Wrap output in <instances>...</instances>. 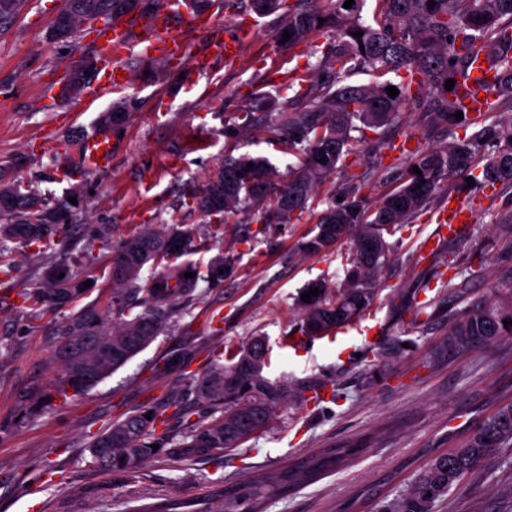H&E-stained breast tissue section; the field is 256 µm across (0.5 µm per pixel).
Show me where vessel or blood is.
Instances as JSON below:
<instances>
[{"label": "vessel or blood", "mask_w": 512, "mask_h": 512, "mask_svg": "<svg viewBox=\"0 0 512 512\" xmlns=\"http://www.w3.org/2000/svg\"><path fill=\"white\" fill-rule=\"evenodd\" d=\"M175 7V0H165L163 6L144 21L123 15L96 30L94 39L98 45L100 63L98 95L109 94L125 85L122 59L131 46L142 44L152 53L167 57H175L181 53L182 38L173 31L169 23ZM111 148V139L95 131L80 139L77 145L83 164L94 169L110 164Z\"/></svg>", "instance_id": "b4317fda"}]
</instances>
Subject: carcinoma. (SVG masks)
I'll return each mask as SVG.
<instances>
[{
    "mask_svg": "<svg viewBox=\"0 0 512 512\" xmlns=\"http://www.w3.org/2000/svg\"><path fill=\"white\" fill-rule=\"evenodd\" d=\"M324 0L312 8L288 7L282 14L280 31H288L290 48L308 34L329 28L334 33L323 56L308 69L320 76L317 93L302 76L288 78L294 92L291 100L304 101L298 111H288L264 97L246 99L239 106L243 125L253 113L263 109L274 117L272 125L280 143L303 154L302 166L288 178L264 158L227 157L196 208L207 216H227L241 208L258 213L266 224H288L292 215L304 212L317 186L336 171L342 156L350 150L352 133L359 126L379 129L399 122L404 108L418 116L424 129L458 124L471 127L470 135L450 144L415 147L402 152L403 166L398 184L381 201L370 206L360 194V184L350 177L342 185L345 200L328 204L318 219V232L300 244L308 255L322 253L349 236L353 252L347 259L344 282L331 289L325 282H313L302 293L317 288L311 302H299L302 332L316 336L348 322L367 311L378 294L377 277L383 259L390 252L387 238L394 236L416 213L435 204L443 184L471 178L476 185L512 184V116L488 121L491 112L512 113V0H373L372 15L364 16L367 0ZM132 6L131 0H66L64 13L74 21L94 15L112 18ZM249 8L267 16L284 8L283 0H249ZM324 22H318V19ZM360 32L362 36L353 37ZM482 53L498 61L497 91L487 101L485 111L469 115L460 91ZM370 69L387 80L375 85L351 84L348 75ZM455 80L448 91L444 83ZM399 90L391 98L386 88ZM497 144L494 154L484 156L485 145ZM325 161H320V158ZM253 164L247 168V164ZM418 167L421 173L412 172ZM479 174H474V171ZM0 266L12 271L7 243L46 248L68 239L75 225L65 205L50 207L34 193L0 178ZM190 248L187 230L148 232L121 241L112 249L109 277L113 288L108 296L81 307L69 319L53 360L61 368L57 384L73 394H84L113 371L125 365L154 340L167 310L194 292V271L182 266L161 272L140 284V273L149 263ZM64 277H59V274ZM87 278L66 263L47 269L38 288L28 295L35 309H56L78 302L87 292ZM448 293L464 304L448 315V335L459 339L450 350L474 348L485 336H512V278L492 287L480 299H470L469 279L448 283ZM142 295L143 311L132 313L128 300ZM262 337L258 336L231 357L228 366L215 363L192 378L196 399L207 404V415L186 424L176 453L206 456L215 450L234 448L247 435L256 433L272 419L274 409L293 389L272 382L253 370ZM151 419H146V414ZM159 409L143 407L112 421L90 445L93 463L109 475L129 476L146 461L163 451L156 437V425H166ZM512 443V403L500 407L469 434V448L488 445L502 448ZM359 453L355 447L327 448L315 459L261 476L242 489L219 487L203 499L202 508H186L183 503L155 502L135 507L134 512H264L265 503L280 494L333 469L341 460ZM474 456L452 448L435 455L419 471L410 486L388 504L383 512H432L436 500L477 466Z\"/></svg>",
    "mask_w": 512,
    "mask_h": 512,
    "instance_id": "cac0c4a2",
    "label": "carcinoma"
}]
</instances>
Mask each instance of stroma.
I'll return each instance as SVG.
<instances>
[{
	"label": "stroma",
	"instance_id": "obj_1",
	"mask_svg": "<svg viewBox=\"0 0 512 512\" xmlns=\"http://www.w3.org/2000/svg\"><path fill=\"white\" fill-rule=\"evenodd\" d=\"M64 0H25L0 20V165L7 178L29 185L50 204L67 203L77 229L68 242L42 251L13 245L14 270L0 274V512H27L29 491H38L46 512H130L138 501H201L214 487L242 484L284 469L325 448L360 447L336 469L268 500L265 512H378L398 497L431 459L457 447L468 432L512 401V336L486 348L447 350L448 311L455 303L446 284L456 264L467 268L473 296L512 275V243L498 226L512 221V187L457 183L444 191L466 206L471 221L441 242L435 260L422 257L421 243L437 231L426 209L391 240L380 272L379 294L362 316L378 325L372 341L356 330L337 336L301 335L297 298L308 283L336 286L345 277L352 242L343 240L317 256L296 244L316 231L320 211L307 209L288 224H266L242 209L222 221L192 204L214 178L224 157L266 158L280 174L298 168L268 132L270 117L259 111L252 127L224 133L243 98L258 92L285 102L284 73L321 58L332 31L310 34L293 49L278 40L279 18H255L242 9L213 8L211 30L198 31L188 15L174 18L184 51L170 65L151 69L144 46L124 60L129 82L94 96L96 73H88L80 96L63 98L59 83L77 61L96 54L88 28L70 38L51 35ZM238 37L235 62L218 59L198 71L196 58L211 42ZM131 100L127 121L109 129L112 161L92 170L80 160L73 139L96 130L101 112ZM465 126L420 128L404 116L386 139L423 147L459 141ZM378 136L365 130L335 173L321 183L316 199L334 200L346 175L361 179V193L376 203L395 185L397 152L372 156ZM70 179H63V171ZM190 231L192 248L168 257L191 264L199 278L193 296L167 315L152 343L87 393H57L56 345L73 314L66 306L34 314L23 295L38 287L45 267L65 262L80 271L96 266L85 302L111 289L112 247L144 232L172 227ZM233 260V271L215 283L208 267L216 256ZM417 290L427 303V321L403 332L409 316L398 306L400 290ZM268 346L264 375L297 393L277 409L273 422L240 447L194 458L161 455L128 478L101 472L89 445L112 420L145 405L162 407L180 392L191 419L204 416L188 386L211 360L245 347L253 337ZM406 346L393 351L396 339ZM190 353L186 367L171 362ZM327 382L314 396L312 387ZM433 512H512V446L488 456L465 486L437 501Z\"/></svg>",
	"mask_w": 512,
	"mask_h": 512
}]
</instances>
